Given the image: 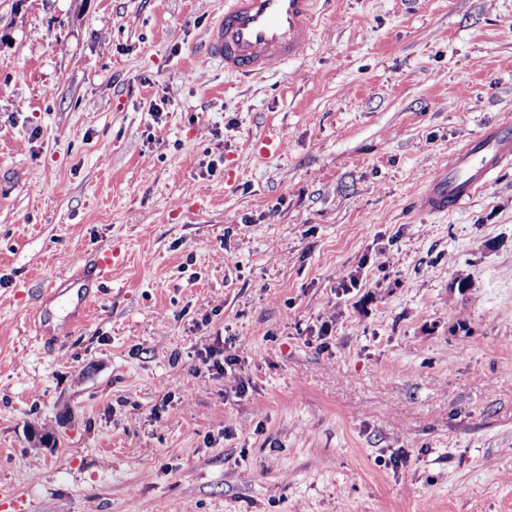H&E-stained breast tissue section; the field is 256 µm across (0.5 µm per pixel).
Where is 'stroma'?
<instances>
[{
  "instance_id": "35a3bbf8",
  "label": "stroma",
  "mask_w": 512,
  "mask_h": 512,
  "mask_svg": "<svg viewBox=\"0 0 512 512\" xmlns=\"http://www.w3.org/2000/svg\"><path fill=\"white\" fill-rule=\"evenodd\" d=\"M223 10L0 0V512H512V167L414 206L512 0H327L261 80Z\"/></svg>"
}]
</instances>
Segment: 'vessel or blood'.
Wrapping results in <instances>:
<instances>
[{
  "label": "vessel or blood",
  "instance_id": "vessel-or-blood-1",
  "mask_svg": "<svg viewBox=\"0 0 512 512\" xmlns=\"http://www.w3.org/2000/svg\"><path fill=\"white\" fill-rule=\"evenodd\" d=\"M322 0H224V13L207 30L205 55L225 73L244 78L280 71L309 44ZM512 166V120L485 128L438 168L415 198L429 214L461 209Z\"/></svg>",
  "mask_w": 512,
  "mask_h": 512
}]
</instances>
